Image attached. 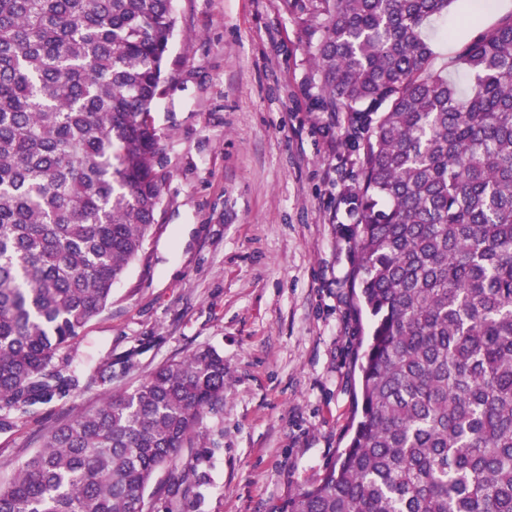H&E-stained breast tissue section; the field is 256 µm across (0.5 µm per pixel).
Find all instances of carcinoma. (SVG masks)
Wrapping results in <instances>:
<instances>
[{"instance_id":"cac0c4a2","label":"carcinoma","mask_w":512,"mask_h":512,"mask_svg":"<svg viewBox=\"0 0 512 512\" xmlns=\"http://www.w3.org/2000/svg\"><path fill=\"white\" fill-rule=\"evenodd\" d=\"M317 104L345 112L361 398L319 483L281 512H512V15L435 68L455 0H285ZM493 0H469L476 25ZM172 0H0V428L80 389L54 363L158 223L152 109ZM224 405L213 348L48 428L0 512H155L157 471Z\"/></svg>"}]
</instances>
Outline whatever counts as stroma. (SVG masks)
Returning a JSON list of instances; mask_svg holds the SVG:
<instances>
[{
  "mask_svg": "<svg viewBox=\"0 0 512 512\" xmlns=\"http://www.w3.org/2000/svg\"><path fill=\"white\" fill-rule=\"evenodd\" d=\"M173 83L154 109L165 176L158 222L112 288L107 309L61 358L75 395L12 416L0 429V481L39 435L132 391L155 367L212 347L224 356V404L201 424L206 481L174 512H280L318 483L346 443L361 327L347 283L358 171L342 143L346 113L314 108L303 28L284 0H173ZM454 0L437 28L436 66L478 28ZM112 361L111 383H90Z\"/></svg>",
  "mask_w": 512,
  "mask_h": 512,
  "instance_id": "obj_1",
  "label": "stroma"
}]
</instances>
